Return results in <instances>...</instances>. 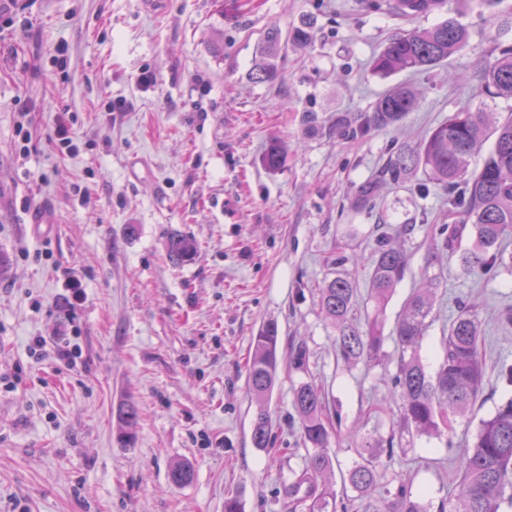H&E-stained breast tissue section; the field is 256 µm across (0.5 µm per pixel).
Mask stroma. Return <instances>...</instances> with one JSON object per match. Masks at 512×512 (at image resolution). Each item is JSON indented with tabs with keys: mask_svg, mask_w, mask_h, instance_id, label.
<instances>
[{
	"mask_svg": "<svg viewBox=\"0 0 512 512\" xmlns=\"http://www.w3.org/2000/svg\"><path fill=\"white\" fill-rule=\"evenodd\" d=\"M447 15L471 32L460 55L382 77L367 66L372 53L435 16L406 21L367 0H11L0 13V373L10 376L0 382V512H224L228 495L244 512H288L285 486L304 455L292 392L308 380L339 417L328 488L340 493L361 439L391 432L398 350L389 338L379 362L344 363L318 289L340 271L365 283L378 235L404 222L415 225L400 240L410 266L385 328L412 288L434 284L440 318L420 349L432 369L458 301L478 304L485 378L474 414L494 413L498 365L512 362V324L500 319L512 309V272L469 274L458 256L432 258L444 192L419 194L423 174L374 205L354 203L390 151L418 147L460 107L512 114V99L486 96L480 80L483 59L512 44L498 33L512 0L483 9L450 0ZM306 16L314 45L289 48L275 80L251 81L269 28L285 32ZM401 82L421 95L414 112L337 138V113L370 111ZM62 118L72 155L51 141ZM273 139L288 149L275 172L262 161ZM36 212L47 219L38 234ZM173 233L196 240L192 261H168ZM74 279L85 290L78 303L67 291ZM268 320L280 336L271 450L252 445L247 384L252 339ZM59 336L78 346L76 366L54 359ZM38 337L47 346L36 352ZM129 403L140 419L127 445L116 413ZM475 431L461 420L452 439L402 442L382 480L412 478L414 491L440 501L458 486L448 449ZM179 460L195 474L175 487L168 470Z\"/></svg>",
	"mask_w": 512,
	"mask_h": 512,
	"instance_id": "35a3bbf8",
	"label": "stroma"
}]
</instances>
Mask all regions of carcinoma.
<instances>
[{"mask_svg":"<svg viewBox=\"0 0 512 512\" xmlns=\"http://www.w3.org/2000/svg\"><path fill=\"white\" fill-rule=\"evenodd\" d=\"M448 0H394L369 7L387 10L402 17L441 11ZM316 23L306 17L292 26L287 35L272 27L260 50L259 61L251 78L264 83L277 76L278 60L288 46L311 47L316 40ZM470 41L467 25L444 20L427 28H413L391 38L372 54L373 73L389 76L403 71H419L444 62L466 49ZM482 89L491 96L512 98V46L499 55L485 58L481 69ZM420 103L418 92L399 84L380 95L372 111L336 115V133L357 137L371 130L395 125ZM488 115L462 107L428 132L415 150H396L382 174L363 182L355 190L356 202L367 205L389 186L403 183L412 173L423 170L429 181L448 192L444 205L452 224L436 229L433 252L458 254L472 271H489L504 264L512 268V253L506 254L504 236L512 228V115L494 125V141L481 166L470 169L473 155L489 139ZM285 146L272 140L267 145L263 163L276 171L283 163ZM196 251L193 239L179 233L167 239L169 261L178 266L192 259ZM409 254L382 234L368 275V294L363 298L354 280L345 275L326 280L319 288V306L325 318L336 328V347L346 364L380 359L384 343V313L397 285L409 268ZM434 310L431 293L420 288L406 298L393 333L399 351L397 373L390 378L399 396L396 422L389 437H366L360 445L359 460L342 478L343 486L363 496L378 485L382 465L381 447L393 452L395 440L414 435H442L452 431L454 418L465 417L475 407L481 392L484 368L482 337L478 311L473 305L459 307L443 337L444 355L430 375L419 357V348ZM366 321V330L359 328ZM279 326L266 322L258 330L248 362V388L258 410L252 420L251 439L256 448L274 447L272 423L266 405L277 378ZM293 405L300 417V439L306 451L303 468L293 473L288 483L291 512L300 506L308 512H348L351 499L328 498L321 489L331 473L330 437L333 416L328 411L325 393L316 383L302 382L293 390ZM139 419L136 405L128 404L117 412L122 428L121 439L130 441ZM462 478L460 490L448 495V505L439 512H502L512 507V395L501 399L494 414L479 422L472 445L459 451ZM172 485L182 486L194 478L193 466L184 461L173 463L168 472ZM424 502L403 480L382 487L376 506L365 512H429Z\"/></svg>","mask_w":512,"mask_h":512,"instance_id":"1","label":"carcinoma"}]
</instances>
